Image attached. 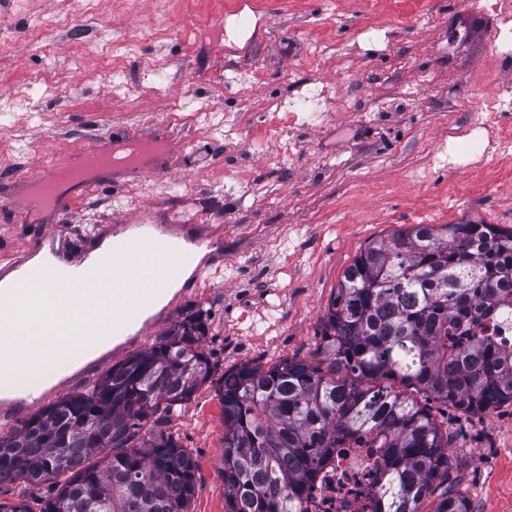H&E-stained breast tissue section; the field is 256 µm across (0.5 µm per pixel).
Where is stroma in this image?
Here are the masks:
<instances>
[{
	"instance_id": "1",
	"label": "stroma",
	"mask_w": 512,
	"mask_h": 512,
	"mask_svg": "<svg viewBox=\"0 0 512 512\" xmlns=\"http://www.w3.org/2000/svg\"><path fill=\"white\" fill-rule=\"evenodd\" d=\"M122 2L96 0L109 34L89 44L53 35L56 0H0V265L46 245L91 251L139 214L190 234L206 225L215 243L144 334L26 403L0 402V434L90 392L190 313L206 322L217 373L313 360L320 318L367 243L413 224L512 229V129L483 156L461 143L486 140L495 118L483 77L512 92V58L495 52L504 36L495 0H255L252 28L235 40L198 36L162 0H133L130 12ZM147 23L158 29L150 40L138 36ZM111 55L119 73L87 79ZM32 72L46 80L24 88ZM303 95L319 100L317 114L294 111ZM132 137L159 140L156 173L103 171L69 190L71 207L24 213L32 171ZM430 407L448 433L449 491L471 512H512V404ZM167 429L197 464L191 512H224L214 387L176 409Z\"/></svg>"
}]
</instances>
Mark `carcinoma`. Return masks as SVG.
I'll list each match as a JSON object with an SVG mask.
<instances>
[{
    "label": "carcinoma",
    "instance_id": "cac0c4a2",
    "mask_svg": "<svg viewBox=\"0 0 512 512\" xmlns=\"http://www.w3.org/2000/svg\"><path fill=\"white\" fill-rule=\"evenodd\" d=\"M508 307L512 230L415 224L369 242L320 319L317 361L221 376L224 512H308L310 487L362 436L384 467L371 512H420L448 474V438L411 393L465 412L512 402V349L476 331ZM206 333L188 315L91 392L1 434L0 484L54 483L39 512H189L197 464L164 425L215 375ZM432 512L470 507L445 490Z\"/></svg>",
    "mask_w": 512,
    "mask_h": 512
}]
</instances>
